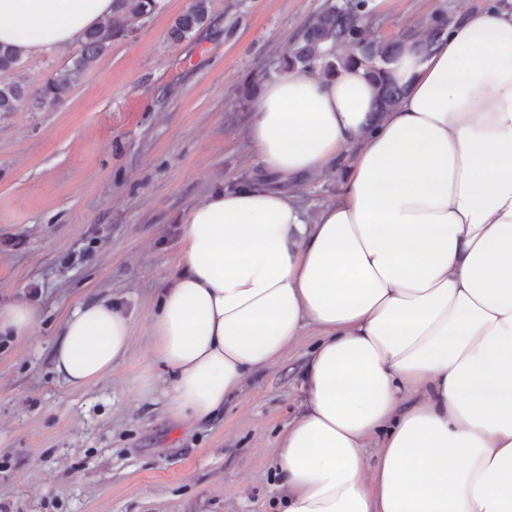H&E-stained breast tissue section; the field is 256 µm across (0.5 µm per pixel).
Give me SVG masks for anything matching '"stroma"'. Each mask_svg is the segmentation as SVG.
Instances as JSON below:
<instances>
[{"label":"stroma","instance_id":"stroma-1","mask_svg":"<svg viewBox=\"0 0 512 512\" xmlns=\"http://www.w3.org/2000/svg\"><path fill=\"white\" fill-rule=\"evenodd\" d=\"M488 0H368L367 38L426 32ZM324 0H212L192 39L168 38L190 0H160L112 39L55 106L0 116V304L32 301L29 340L0 335V512H279L274 442L300 411L313 331L247 378L224 414L178 422L132 384L150 367L148 327L179 259L185 213L214 188L265 176L247 129L278 59ZM81 43L22 60L37 86ZM41 293L30 299L28 286ZM97 295L129 308L135 340L80 391L53 371L63 316Z\"/></svg>","mask_w":512,"mask_h":512}]
</instances>
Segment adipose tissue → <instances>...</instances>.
<instances>
[{
  "mask_svg": "<svg viewBox=\"0 0 512 512\" xmlns=\"http://www.w3.org/2000/svg\"><path fill=\"white\" fill-rule=\"evenodd\" d=\"M112 9L0 0V44L36 57ZM389 69L388 112L361 66L265 85L247 136L269 180L187 211L150 319L160 371L134 385L203 423L314 330L274 447L284 512H512V9L466 11ZM335 170L310 214L298 181ZM133 343L131 314L96 297L65 316L54 367L82 390Z\"/></svg>",
  "mask_w": 512,
  "mask_h": 512,
  "instance_id": "ef3b65f1",
  "label": "adipose tissue"
}]
</instances>
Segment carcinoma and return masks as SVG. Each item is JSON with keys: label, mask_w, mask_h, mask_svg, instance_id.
<instances>
[{"label": "carcinoma", "mask_w": 512, "mask_h": 512, "mask_svg": "<svg viewBox=\"0 0 512 512\" xmlns=\"http://www.w3.org/2000/svg\"><path fill=\"white\" fill-rule=\"evenodd\" d=\"M159 0H115L106 23L83 38L81 53L72 63L58 69L38 88L12 78L20 57L9 47L0 45V115L16 112L27 103L40 109L59 102L63 95L89 70L116 37L131 32L130 22L150 17ZM366 0H329L318 8L301 30L292 46L280 57L278 71H312L331 73L339 66L360 64L377 86V109L391 110L400 96V88L392 81L385 64L413 34L379 41L369 40L361 25ZM211 22V0H191L169 29L174 43L185 41Z\"/></svg>", "instance_id": "1"}]
</instances>
